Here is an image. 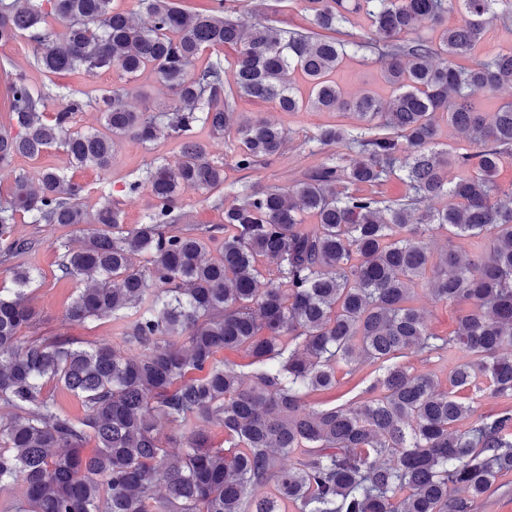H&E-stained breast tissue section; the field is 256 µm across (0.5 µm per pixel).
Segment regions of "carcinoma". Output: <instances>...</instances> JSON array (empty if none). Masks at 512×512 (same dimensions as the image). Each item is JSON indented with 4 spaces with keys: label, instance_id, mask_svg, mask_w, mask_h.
<instances>
[{
    "label": "carcinoma",
    "instance_id": "1",
    "mask_svg": "<svg viewBox=\"0 0 512 512\" xmlns=\"http://www.w3.org/2000/svg\"><path fill=\"white\" fill-rule=\"evenodd\" d=\"M235 2L199 11L175 0H135L131 10L113 0H0V44L30 37L44 72L131 80L148 71L173 94L163 110L136 112L116 89L88 91L103 129L86 132L74 126L79 103L48 120L50 94L6 74L12 127L0 130V176L12 191L0 202V260L33 248L16 233L19 214L95 225L58 263L61 276L86 282L66 316L110 317L121 332L88 347L25 338L40 316L25 291L34 269L14 270L16 288L0 295V489L22 479L16 512H472L512 473V410L478 416L475 399L459 397L512 400V188L496 180L512 159V104L483 106L512 83V47L461 64L482 44L496 0H301L309 27L292 31L242 22ZM453 10L460 19L443 25ZM353 14L370 19L369 35L346 30ZM142 15L149 23L136 22ZM424 21L440 27L436 41L416 35ZM224 46L236 50L232 87L223 59L199 62ZM362 50L384 64L386 102L348 96L332 78ZM294 74L310 85L308 99ZM241 95L283 112L354 113L357 132L326 126L317 140L356 156L290 187L253 189L200 232L180 189H220L224 165L209 160L193 126L234 132L243 170L287 142L268 121L235 122ZM439 111L467 146L437 148ZM125 136L178 142L173 160L146 168L145 222L132 227L109 203L85 213V186L55 166L12 168L17 156L61 148L71 166L103 170ZM454 166L466 174L449 177ZM392 180L405 187L397 200L386 198ZM441 197L443 208L429 207ZM440 232L435 256L427 239ZM420 290L456 308L454 332L430 330L414 305ZM224 351L243 353L251 371L219 358ZM401 357L454 361L448 387ZM364 364L378 371L368 396L306 403L336 386L339 368L354 376ZM49 383L73 393L83 414L62 412ZM159 417L171 426L164 440ZM211 428L228 447H206Z\"/></svg>",
    "mask_w": 512,
    "mask_h": 512
}]
</instances>
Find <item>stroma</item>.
<instances>
[{
  "label": "stroma",
  "mask_w": 512,
  "mask_h": 512,
  "mask_svg": "<svg viewBox=\"0 0 512 512\" xmlns=\"http://www.w3.org/2000/svg\"><path fill=\"white\" fill-rule=\"evenodd\" d=\"M237 8L242 16L256 19L266 17L275 26L284 29H297L306 24L299 0H238ZM37 50V44L25 37L0 45V128L7 129L12 124L4 83L5 75L9 72H23L34 86L50 88L53 97L49 99L48 107L52 110L60 105L59 95L82 101L85 91L91 89L124 90L128 104L137 112L171 102L172 95L167 88L146 74L130 82L115 71L48 75L34 62ZM336 81L350 94L367 91L385 100L391 95V89L384 79L382 63L367 52L346 58L336 73ZM235 112L242 120L256 117L268 119L287 132L288 140L281 154L252 169L241 170L234 162L239 146L235 134H215L200 124L194 127L193 138L206 142L210 160L224 166L223 189L206 192L186 187L181 191L185 211L189 212L194 224L202 229L222 223L225 207L239 203L243 194L251 188L290 186L304 172L347 157L345 147L337 144L326 146L318 142L317 134L321 127L334 125L354 130L359 126L358 118L350 112H283L272 103L245 96L237 98ZM177 150V143L172 139L161 138L144 145L126 136L117 141L112 164L104 170L71 167L65 153L59 149L50 150L38 162L25 157L15 158L12 167L18 171H29L35 164L42 163L63 169L67 176L86 184L87 191L81 200L85 211L95 212L108 202L121 209L124 223L131 226L144 222L149 192L144 187H140L138 192H130V184L143 180L147 166L154 159L172 158ZM218 200L223 203L219 210L214 207ZM17 231L34 239L36 246L31 253L18 256L16 262L0 263V289L13 288L14 263L35 268L36 276L28 292L32 304L40 313V319L28 329V336L71 338L85 345L113 341L115 327L111 319L76 324L66 317L67 308L76 296L78 283L74 279L61 277L58 261L63 247L74 249L80 246L83 237L80 228L26 223L18 225ZM375 377L374 369L370 366L362 367L352 377L339 375L335 390L311 395L309 402L316 406H329L357 399L363 396Z\"/></svg>",
  "instance_id": "1"
}]
</instances>
